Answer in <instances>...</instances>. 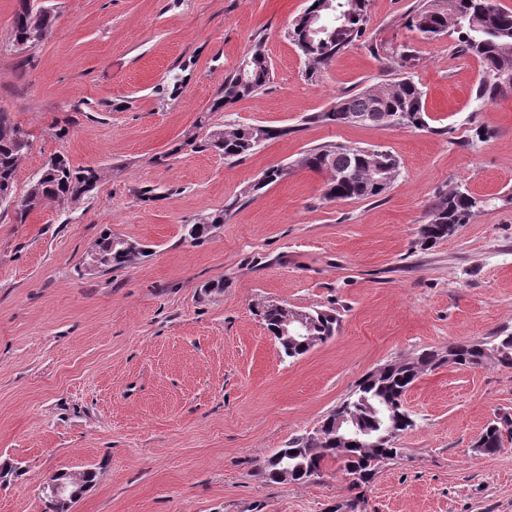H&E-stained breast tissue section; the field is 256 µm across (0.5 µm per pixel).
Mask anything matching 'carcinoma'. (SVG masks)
<instances>
[{"mask_svg": "<svg viewBox=\"0 0 512 512\" xmlns=\"http://www.w3.org/2000/svg\"><path fill=\"white\" fill-rule=\"evenodd\" d=\"M336 7L340 18L320 37L310 40L306 34L308 17L324 14L325 3ZM369 0H310L304 14L294 23L292 39L312 70L326 64L341 50L354 44L364 35ZM52 25L48 14H34L30 0H16L12 24L15 42L26 46L42 41L39 32L49 31ZM408 28L430 39L445 33L457 35L460 50L479 57L484 65V76L476 90V98L496 97L512 89V12L501 9L496 0H423L408 21ZM249 61L245 72L235 71L224 79V93L215 108L251 96L270 84L271 68L256 47L246 54ZM390 113L402 127H428L423 92L409 76H403L378 91H363L339 99L328 112L313 119L328 124H350L351 117L377 108ZM251 126H238L230 131L213 130L200 140V147L226 159L238 160L251 153L258 143ZM25 132L6 112H0V191L17 192L16 176L19 165L29 149ZM307 168L327 172L330 178L325 196L330 200L370 199L386 192L399 176V163L387 150L361 148L341 144H327L313 148L305 157ZM284 176L279 168L263 171L252 185L256 192L277 182ZM101 179L95 168L66 164L64 170L54 173L41 171L27 184L23 194L32 200L34 209L48 203H77L92 192ZM485 203L467 192H457L443 198L433 212L432 220L422 225V244L431 246L448 238L456 229L468 223L474 210ZM224 223V212L206 217L202 224H188V237L199 240L207 237ZM97 256L104 270H116L138 263L146 256V247L128 246V239L107 231L89 250ZM261 314L272 333L292 315L287 305L269 302ZM312 330L306 345L278 343L287 358H297L319 343H324L336 332L338 319L327 311H312ZM492 361L512 369V335L496 337V342H460L445 349H425L413 357L385 364L369 374L346 400L330 413L311 433L301 434L284 448L274 453L288 464V482L302 483L321 474L325 463L334 459L341 463L347 475L355 476L356 487L366 485L378 466L396 458L400 449L385 440L389 429L404 432L413 427V421L399 415L394 409L401 397L427 371L451 364L457 368L482 366ZM352 412L357 419V435L336 430V418ZM512 437V415L506 413L491 421L477 441L475 451L494 454L502 448L504 437Z\"/></svg>", "mask_w": 512, "mask_h": 512, "instance_id": "obj_1", "label": "carcinoma"}]
</instances>
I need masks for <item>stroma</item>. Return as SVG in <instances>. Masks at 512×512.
<instances>
[{"mask_svg":"<svg viewBox=\"0 0 512 512\" xmlns=\"http://www.w3.org/2000/svg\"><path fill=\"white\" fill-rule=\"evenodd\" d=\"M418 3L369 0L362 38L314 72L288 35L308 0H46L53 27L22 51L16 0H0V111L32 135L18 187L58 154L105 173L79 203L0 214V512H46L44 483L89 468L72 512H336L355 495L339 463L297 484L264 462L380 366L512 334V90L477 100L481 61L410 31ZM256 46L271 83L214 109ZM406 75L427 129L313 120ZM250 125L278 135L237 161L194 145ZM327 143L385 147L399 175L376 198L326 199L327 173L301 160ZM273 166L283 177L251 192ZM457 190L484 207L422 246ZM218 211L209 238L187 237ZM106 230L150 256L85 270ZM270 301L340 325L288 360L257 314ZM404 403L415 426L364 512H512V438L474 450L512 414V369L443 366ZM498 415L497 420H492L474 443L476 452L482 454H494L502 448L504 436L512 437V417L510 414L505 413L503 416ZM510 417L507 421V426L504 427L502 420ZM505 429V431L503 430Z\"/></svg>","mask_w":512,"mask_h":512,"instance_id":"obj_1","label":"stroma"}]
</instances>
